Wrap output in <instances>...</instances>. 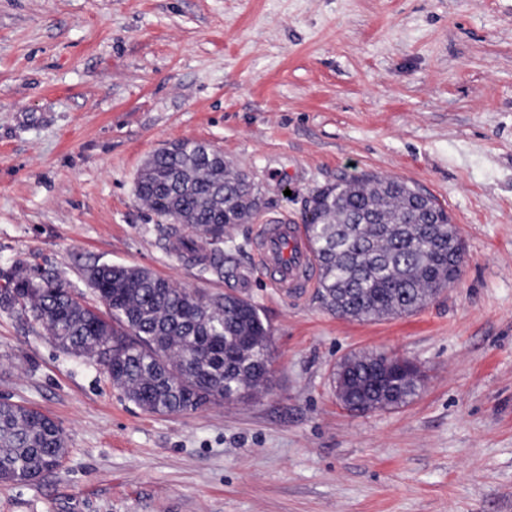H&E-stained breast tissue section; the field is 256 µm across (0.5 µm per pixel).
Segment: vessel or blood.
Here are the masks:
<instances>
[{"label":"vessel or blood","instance_id":"b4317fda","mask_svg":"<svg viewBox=\"0 0 512 512\" xmlns=\"http://www.w3.org/2000/svg\"><path fill=\"white\" fill-rule=\"evenodd\" d=\"M255 259L269 285L284 296H301L315 285L314 261L303 225L285 219L261 221Z\"/></svg>","mask_w":512,"mask_h":512}]
</instances>
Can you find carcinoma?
Instances as JSON below:
<instances>
[{
    "label": "carcinoma",
    "mask_w": 512,
    "mask_h": 512,
    "mask_svg": "<svg viewBox=\"0 0 512 512\" xmlns=\"http://www.w3.org/2000/svg\"><path fill=\"white\" fill-rule=\"evenodd\" d=\"M137 195L166 223L183 259L203 275L224 274L231 229L256 211L255 188L207 159L192 141L155 154ZM321 269L318 294L334 314L359 321L419 310L448 287L464 261L448 213L398 179L362 176L314 191L302 212ZM0 308L19 309L57 345L100 364L115 361L112 382L155 414L195 412L260 388L270 374V328L259 307L235 293L179 288L145 268L102 265L93 293L105 310L71 291L46 288L20 265L0 270ZM376 356L347 358L337 371L355 412L396 408L423 376L396 369L383 377ZM67 453L62 428L24 405L0 402V481L28 482L57 470Z\"/></svg>",
    "instance_id": "obj_1"
}]
</instances>
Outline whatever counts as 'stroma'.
<instances>
[{
    "label": "stroma",
    "instance_id": "obj_1",
    "mask_svg": "<svg viewBox=\"0 0 512 512\" xmlns=\"http://www.w3.org/2000/svg\"><path fill=\"white\" fill-rule=\"evenodd\" d=\"M183 140L250 175L264 218L398 178L448 212L461 274L414 313L341 318L267 284L248 222L225 276L203 277L136 192ZM18 263L92 307L97 263L249 298L274 371L251 400L153 414L0 308V400L68 448L0 482V512H512V0H0V270ZM354 352L427 379L402 407L349 411L333 372Z\"/></svg>",
    "mask_w": 512,
    "mask_h": 512
}]
</instances>
